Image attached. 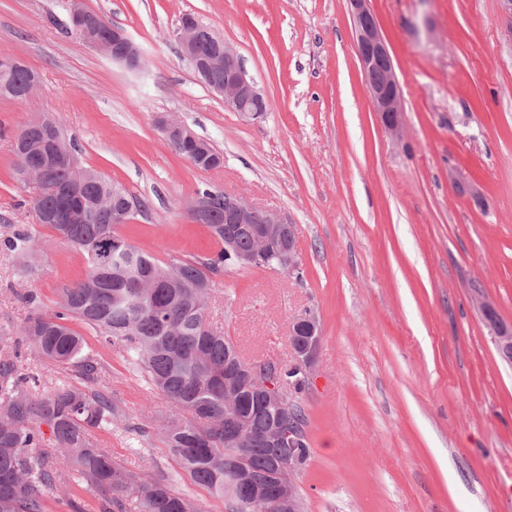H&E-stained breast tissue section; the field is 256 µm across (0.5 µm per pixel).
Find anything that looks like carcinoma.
I'll list each match as a JSON object with an SVG mask.
<instances>
[{
    "mask_svg": "<svg viewBox=\"0 0 512 512\" xmlns=\"http://www.w3.org/2000/svg\"><path fill=\"white\" fill-rule=\"evenodd\" d=\"M30 77L25 65L0 70V98L11 97ZM50 139L67 146L58 124L49 133L21 126L14 140V170L45 166ZM167 144L175 154L192 158L201 171L222 166L223 157L203 139L192 157L177 139ZM63 186L92 219L48 227L84 255L87 269L59 289L57 310L31 314L20 333L38 359L75 373L82 384H63L39 396L38 374L20 372L12 359L0 362V512H45L47 498L71 477L99 494L101 512H129L131 507L135 512H202L168 481L141 478L92 441L91 430L112 427L116 408L110 395L94 389L102 365L85 351V340L68 326L70 321L100 335L122 353L135 375L184 412L165 418L158 434L193 482L230 498L231 512H252L253 505L241 495L238 469L255 475L275 470L272 431L290 418L307 425L305 409L296 400L288 411L268 403L260 391L224 389V365L232 367L236 360L231 339L210 322L209 307L230 265L224 239L247 252L253 228L225 223V193L206 185L198 192L210 199L204 224L217 250L165 264L131 245L129 252L105 261L98 252L100 241L120 239L116 226L133 220L144 203L136 199V210L129 211L126 202L135 195L92 169L81 182H69V167L58 158L28 205L38 216L66 217L68 203L57 191ZM3 245L31 262L41 251L39 240L26 230ZM44 425L55 442L50 454L42 450Z\"/></svg>",
    "mask_w": 512,
    "mask_h": 512,
    "instance_id": "carcinoma-1",
    "label": "carcinoma"
}]
</instances>
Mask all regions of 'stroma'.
Here are the masks:
<instances>
[{"mask_svg":"<svg viewBox=\"0 0 512 512\" xmlns=\"http://www.w3.org/2000/svg\"><path fill=\"white\" fill-rule=\"evenodd\" d=\"M139 45L132 72L67 32L70 0H0V51L36 70L21 102L0 99V241H44L32 270L0 249V350L41 375L40 394L76 376L22 345L31 311L55 310L87 262L38 224L14 177L13 135L50 113L81 166L147 203L118 233L160 262L216 248L186 200L210 185L297 227L301 277L226 270L210 319L245 357L290 359L288 323L321 325L300 396L310 458L304 512H512V365L483 315V292L512 326V40L500 0H370L404 98L389 136L365 94L347 0H82ZM193 14L233 45L268 98L246 120L195 76L176 36ZM173 114L224 156L194 168L167 145ZM36 292L37 305L25 303ZM106 365L117 414L99 447L145 479L166 477L202 512H227L162 447L171 403L80 322Z\"/></svg>","mask_w":512,"mask_h":512,"instance_id":"1","label":"stroma"}]
</instances>
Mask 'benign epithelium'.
Returning <instances> with one entry per match:
<instances>
[{
	"instance_id": "7a95c632",
	"label": "benign epithelium",
	"mask_w": 512,
	"mask_h": 512,
	"mask_svg": "<svg viewBox=\"0 0 512 512\" xmlns=\"http://www.w3.org/2000/svg\"><path fill=\"white\" fill-rule=\"evenodd\" d=\"M350 14L355 31V44L360 66L364 76L367 97L380 117L385 130L400 136L403 129L404 101L402 89L397 79L393 59L388 45L381 33L380 27L369 6V0H348ZM202 30L189 23L180 25L177 39L183 54L195 64L196 71L208 72L224 68V61L238 58L237 51L219 34L212 32L210 38L224 45V51L203 55L199 51ZM122 42L126 49L119 54L112 53L111 40L98 37L87 38L92 48L102 51L112 57V60L124 64L127 68L139 71L143 68L142 53L137 44L124 29L112 30V40ZM210 90L224 97V103L246 120H254L260 113L249 108L254 102H266L265 96L256 87L254 81L246 74L242 65H237L224 79L222 84H213ZM157 125L164 136L176 135L188 139L193 132L181 121L165 114L157 119ZM228 211L226 219L231 224H253V247L246 253L236 255V264L240 269H274L273 255L267 249L271 238L280 242L281 252L288 260V271L300 268L299 244L296 226L287 224L275 213L248 205L237 197L227 198ZM313 323L312 336L298 347L291 349L293 364L307 380L314 375V365L320 346V325L315 315L301 312L289 321V328L298 327L305 322ZM496 349L501 358L512 364V328L499 325L493 327ZM263 371L260 363L241 359V367L236 377L247 384L254 385L257 390H263L273 403L285 406L288 404V389L276 380L262 381ZM279 438L288 440V457L278 459L277 467L285 472L288 484L279 486L278 504L281 512H303L302 502L298 492V478L301 464L295 448L301 441V433L295 427H290L279 434Z\"/></svg>"
}]
</instances>
